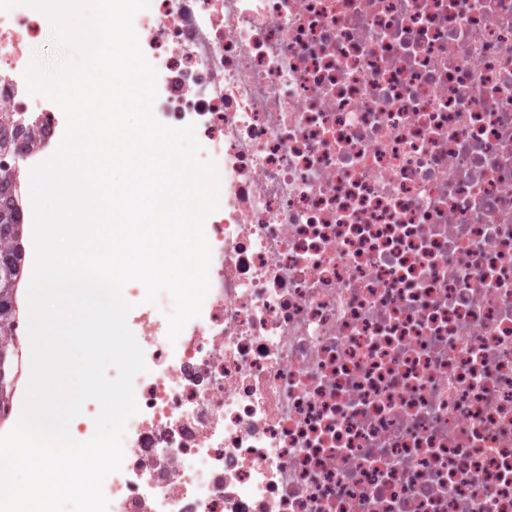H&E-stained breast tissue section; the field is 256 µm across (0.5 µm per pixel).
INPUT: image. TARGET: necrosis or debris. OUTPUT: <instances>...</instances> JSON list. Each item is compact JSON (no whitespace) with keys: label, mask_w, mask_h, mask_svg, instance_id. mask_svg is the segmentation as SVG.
<instances>
[{"label":"necrosis or debris","mask_w":512,"mask_h":512,"mask_svg":"<svg viewBox=\"0 0 512 512\" xmlns=\"http://www.w3.org/2000/svg\"><path fill=\"white\" fill-rule=\"evenodd\" d=\"M41 10L0 12V109ZM155 117L221 176L210 292L148 372L106 512H512V0H155Z\"/></svg>","instance_id":"1"}]
</instances>
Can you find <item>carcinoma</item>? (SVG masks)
Listing matches in <instances>:
<instances>
[{"instance_id": "cac0c4a2", "label": "carcinoma", "mask_w": 512, "mask_h": 512, "mask_svg": "<svg viewBox=\"0 0 512 512\" xmlns=\"http://www.w3.org/2000/svg\"><path fill=\"white\" fill-rule=\"evenodd\" d=\"M26 140L30 148L40 145L37 127L24 124L14 112H0V152L11 149L17 138ZM25 222L19 206L0 204V402L6 403L11 391L10 374L16 356L12 327L16 311L15 289L24 274Z\"/></svg>"}]
</instances>
